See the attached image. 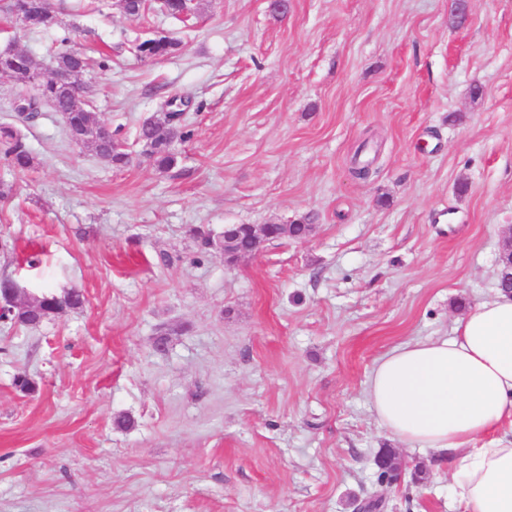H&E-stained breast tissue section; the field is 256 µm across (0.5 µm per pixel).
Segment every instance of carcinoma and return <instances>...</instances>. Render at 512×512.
<instances>
[{"label": "carcinoma", "mask_w": 512, "mask_h": 512, "mask_svg": "<svg viewBox=\"0 0 512 512\" xmlns=\"http://www.w3.org/2000/svg\"><path fill=\"white\" fill-rule=\"evenodd\" d=\"M137 51L142 58L156 59L170 54L172 49L163 40L149 38L137 46ZM80 65H91V59L87 56L77 58L70 50H63L55 57L54 67L57 69H71ZM0 67L22 84L15 102L30 104L40 100L53 107H65L66 101L61 89L55 86L51 75L42 72L39 62L30 53L18 51L0 60ZM66 133L70 137L77 136L82 145L91 148L99 161L107 166L123 167L131 162L129 154L113 137L112 129L98 120L90 105L84 112L71 114L70 128L66 129ZM188 136L189 132L184 130L183 112H162L140 126L138 142L141 154L158 171L166 172L178 163L176 144ZM0 143L5 146L4 154L14 170L24 172L33 167L31 151L13 129L0 128ZM83 301L82 292L76 288L62 295L44 291L32 299V303L40 306L37 324L49 321L67 309L78 308Z\"/></svg>", "instance_id": "cac0c4a2"}]
</instances>
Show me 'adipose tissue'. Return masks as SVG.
<instances>
[{
  "instance_id": "1",
  "label": "adipose tissue",
  "mask_w": 512,
  "mask_h": 512,
  "mask_svg": "<svg viewBox=\"0 0 512 512\" xmlns=\"http://www.w3.org/2000/svg\"><path fill=\"white\" fill-rule=\"evenodd\" d=\"M366 397L399 440L447 453L465 512H512V439L474 444L512 417V295L499 291L470 307L453 336L389 350L372 369Z\"/></svg>"
}]
</instances>
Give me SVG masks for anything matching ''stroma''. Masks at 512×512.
<instances>
[{"instance_id": "stroma-1", "label": "stroma", "mask_w": 512, "mask_h": 512, "mask_svg": "<svg viewBox=\"0 0 512 512\" xmlns=\"http://www.w3.org/2000/svg\"><path fill=\"white\" fill-rule=\"evenodd\" d=\"M466 4L461 27L452 0H197L183 22L48 0L46 30L0 10V50L105 59L95 111L134 153L105 167L45 104L20 120L0 76V127L34 156L19 174L0 154V278L85 296L0 326V512H463L447 461L394 438L365 389L380 356L493 296L512 234V0ZM159 33L177 49L140 60ZM173 95L191 136L162 173L135 134ZM305 215L310 238L232 266L196 236Z\"/></svg>"}]
</instances>
